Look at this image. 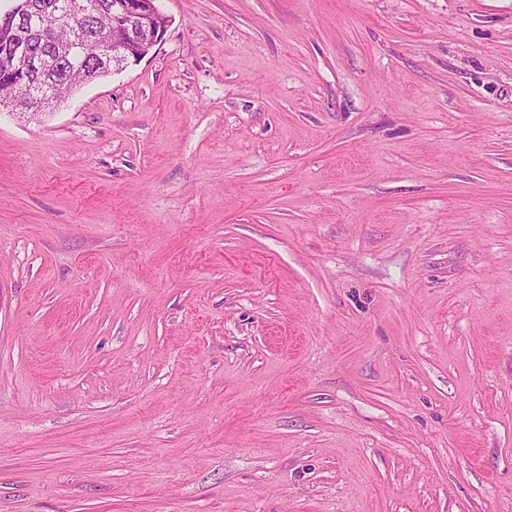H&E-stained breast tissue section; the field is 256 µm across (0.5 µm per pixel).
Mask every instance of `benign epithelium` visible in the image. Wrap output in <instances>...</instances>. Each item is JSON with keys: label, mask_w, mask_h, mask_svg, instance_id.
<instances>
[{"label": "benign epithelium", "mask_w": 512, "mask_h": 512, "mask_svg": "<svg viewBox=\"0 0 512 512\" xmlns=\"http://www.w3.org/2000/svg\"><path fill=\"white\" fill-rule=\"evenodd\" d=\"M95 11L96 5L90 0H56L49 10L30 0H19V4L3 14L0 26L8 37L12 61L0 70V75L15 84L31 82L35 84V90L25 105L0 95V109L11 107L23 113L41 109L43 98L37 82L51 74L58 63L83 57L86 36L79 32L78 22L91 17ZM125 16L133 20L129 37L98 43V68L101 71L118 72L131 62L141 61L161 41L168 26L167 16L159 11L156 0H112L113 25H118ZM54 27L71 29V36L58 45V50L46 54L36 48L35 40Z\"/></svg>", "instance_id": "7a95c632"}]
</instances>
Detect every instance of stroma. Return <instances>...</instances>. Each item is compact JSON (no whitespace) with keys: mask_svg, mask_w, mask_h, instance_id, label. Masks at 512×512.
<instances>
[{"mask_svg":"<svg viewBox=\"0 0 512 512\" xmlns=\"http://www.w3.org/2000/svg\"><path fill=\"white\" fill-rule=\"evenodd\" d=\"M0 110V512H512V0H158Z\"/></svg>","mask_w":512,"mask_h":512,"instance_id":"1","label":"stroma"}]
</instances>
